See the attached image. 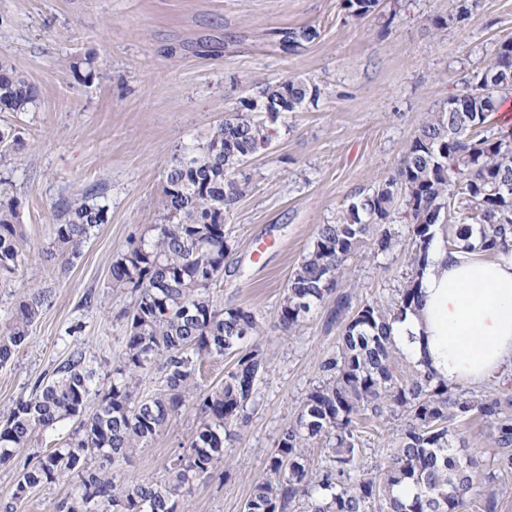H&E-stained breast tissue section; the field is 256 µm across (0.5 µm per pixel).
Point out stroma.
Returning <instances> with one entry per match:
<instances>
[{"mask_svg":"<svg viewBox=\"0 0 512 512\" xmlns=\"http://www.w3.org/2000/svg\"><path fill=\"white\" fill-rule=\"evenodd\" d=\"M459 3L382 0L360 22L343 0H0V63L37 90L28 111L0 112V133L17 140L0 161V200L17 203L31 245L28 261L0 281V319L30 288L51 291L24 344L0 366V421L74 349L95 370L97 388L109 386L125 344L120 314L134 303L130 289L113 287L110 268L159 223L165 167L251 97L255 80L313 78L318 103L282 114L272 144L245 167L253 192L224 220L232 253L214 298L269 324L260 339L269 367L248 424L185 500L189 512H243L343 329L330 300L299 335L273 329L289 273L318 225L394 173L424 113L512 39V0H479L467 20L435 35L432 18L454 15ZM299 27L317 38L283 49V32ZM86 193L106 208L107 222L72 258L55 246L53 228L62 204ZM410 249L350 259L342 286L359 300H391ZM198 424L196 410L183 409L122 465L125 479L162 478ZM76 428L70 421L40 434L0 465V502L29 457L62 446ZM399 428L391 417L367 423V465L383 460Z\"/></svg>","mask_w":512,"mask_h":512,"instance_id":"stroma-1","label":"stroma"}]
</instances>
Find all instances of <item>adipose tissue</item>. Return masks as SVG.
Wrapping results in <instances>:
<instances>
[{
  "label": "adipose tissue",
  "instance_id": "obj_1",
  "mask_svg": "<svg viewBox=\"0 0 512 512\" xmlns=\"http://www.w3.org/2000/svg\"><path fill=\"white\" fill-rule=\"evenodd\" d=\"M422 301L393 326L398 346L449 383L480 385L512 365V255L434 241Z\"/></svg>",
  "mask_w": 512,
  "mask_h": 512
}]
</instances>
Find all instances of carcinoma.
Returning a JSON list of instances; mask_svg holds the SVG:
<instances>
[{
    "instance_id": "carcinoma-1",
    "label": "carcinoma",
    "mask_w": 512,
    "mask_h": 512,
    "mask_svg": "<svg viewBox=\"0 0 512 512\" xmlns=\"http://www.w3.org/2000/svg\"><path fill=\"white\" fill-rule=\"evenodd\" d=\"M356 20H365L380 0H344ZM479 6L461 0L458 14L437 18L436 30L463 21ZM316 31L288 32V48L310 41ZM257 96L212 127L203 143L175 157L164 170L161 223L135 240L112 262V283L136 292L126 322L125 345L107 389L80 350L71 351L29 395L15 401L0 425V464L12 459L39 433L79 421V433L60 448L24 465L11 498L0 512H20L30 495L64 476L77 479L58 512H177L186 493L215 472L246 426L255 404L256 382L268 369L261 345L266 332L248 308L224 307L212 289L224 279L231 254L224 237V214L235 211L251 192L241 167L268 149L278 132L280 104L295 112L318 102L322 88L290 77L257 85ZM512 94V40L501 42L484 69L448 105L426 112L395 172L372 192L358 193L334 224L317 226L284 286L274 328L300 330L325 298L336 295L335 316L346 319L336 350L319 363V379L302 399L298 414L279 431L275 449L256 480L244 512H496L501 485L512 477V414L502 396L452 387L412 364L396 347L393 323L419 303L417 279L441 215L456 209L450 248L475 246L492 254H512V133H487L489 117ZM36 91L0 64V112H23ZM412 243L410 274L393 303L358 304L336 292L345 262L361 251H393L401 232L393 223L396 202ZM55 226L57 246L79 253L105 210L84 196L66 202ZM26 240L13 203L0 201V277L15 274L27 260ZM333 274V287L323 283ZM50 295L40 289L19 300L0 326V365L24 343L29 327ZM231 356L224 381L197 390L196 367L207 357ZM157 367L163 389L140 397L137 377ZM96 410L86 415L91 401ZM200 415L186 452L175 455L160 480L126 482L117 471L151 441L186 403ZM401 420L395 446L383 467L362 462L364 419ZM483 421L495 453L483 490L475 489L469 459L457 443L456 428ZM321 447L324 464L314 468L311 449ZM97 457L91 467L88 460Z\"/></svg>"
}]
</instances>
